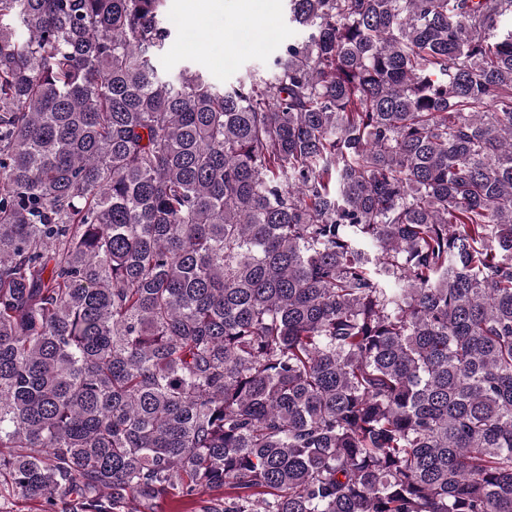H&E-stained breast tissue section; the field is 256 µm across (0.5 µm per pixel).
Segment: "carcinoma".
Masks as SVG:
<instances>
[{
	"label": "carcinoma",
	"instance_id": "cac0c4a2",
	"mask_svg": "<svg viewBox=\"0 0 512 512\" xmlns=\"http://www.w3.org/2000/svg\"><path fill=\"white\" fill-rule=\"evenodd\" d=\"M165 3L0 0V501L512 512V0ZM224 8L216 13L194 8L201 1L167 0L169 15L181 16V32L176 33L165 48L158 65L164 74L176 72L184 65H191L207 74L213 82L224 86L235 81L242 71L249 68L268 67L272 57L283 46L301 39L299 29L288 24V2L286 0H222ZM253 1L249 8L244 4ZM252 31V47L247 52L240 49L233 56L234 65L225 62V52L238 39L239 32ZM186 30L196 37L191 42L184 40ZM277 37L271 39L269 32Z\"/></svg>",
	"mask_w": 512,
	"mask_h": 512
}]
</instances>
